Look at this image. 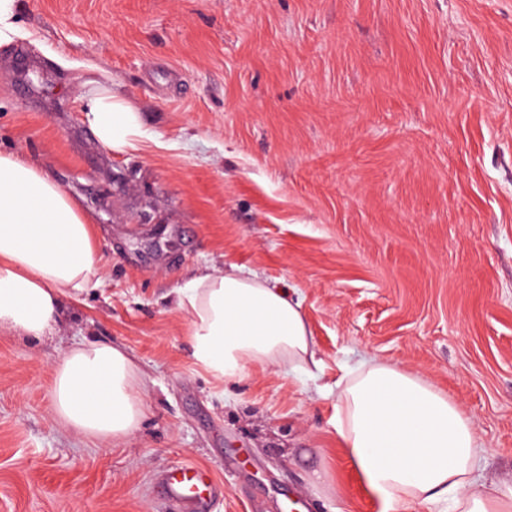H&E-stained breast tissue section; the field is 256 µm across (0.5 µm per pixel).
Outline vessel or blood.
I'll return each instance as SVG.
<instances>
[{"label": "vessel or blood", "instance_id": "obj_1", "mask_svg": "<svg viewBox=\"0 0 512 512\" xmlns=\"http://www.w3.org/2000/svg\"><path fill=\"white\" fill-rule=\"evenodd\" d=\"M158 486L161 496L179 504L183 512H210L221 492L209 470L189 463L165 470Z\"/></svg>", "mask_w": 512, "mask_h": 512}]
</instances>
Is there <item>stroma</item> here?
<instances>
[{
	"label": "stroma",
	"mask_w": 512,
	"mask_h": 512,
	"mask_svg": "<svg viewBox=\"0 0 512 512\" xmlns=\"http://www.w3.org/2000/svg\"><path fill=\"white\" fill-rule=\"evenodd\" d=\"M0 149L90 216L105 285L54 336L0 332V512H383L336 435V382L375 359L458 402L479 488L512 480V0H16ZM109 86L147 131L109 151L78 100ZM235 264L298 289L322 366L216 381L171 302ZM125 349L146 412L125 442L51 411L79 342ZM158 486L160 496L179 504L183 512H209L221 493L209 470L189 463L165 470Z\"/></svg>",
	"instance_id": "obj_1"
}]
</instances>
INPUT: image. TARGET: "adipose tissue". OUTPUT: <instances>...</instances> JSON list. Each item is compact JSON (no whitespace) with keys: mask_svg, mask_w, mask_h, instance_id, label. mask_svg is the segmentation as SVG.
Here are the masks:
<instances>
[{"mask_svg":"<svg viewBox=\"0 0 512 512\" xmlns=\"http://www.w3.org/2000/svg\"><path fill=\"white\" fill-rule=\"evenodd\" d=\"M81 110L110 150L135 147L146 135L139 113L111 93L82 97ZM103 276L95 227L77 201L48 170L0 151V332L53 335L63 296L101 287ZM176 305L189 320L195 362L215 379L270 364L320 367L300 299L241 267L193 278L178 289ZM143 387L125 350L81 343L53 367V412L66 429L119 443L140 428ZM336 387V433L384 512L447 498L456 512H512V483L472 491L473 423L424 377L370 361Z\"/></svg>","mask_w":512,"mask_h":512,"instance_id":"adipose-tissue-1","label":"adipose tissue"}]
</instances>
